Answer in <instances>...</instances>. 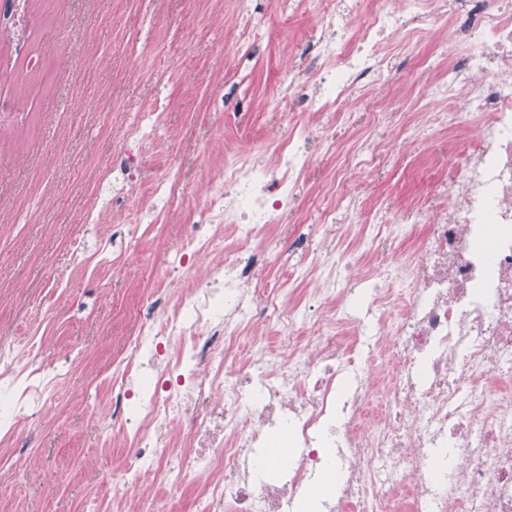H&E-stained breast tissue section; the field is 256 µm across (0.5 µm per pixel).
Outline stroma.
<instances>
[{"label": "stroma", "mask_w": 512, "mask_h": 512, "mask_svg": "<svg viewBox=\"0 0 512 512\" xmlns=\"http://www.w3.org/2000/svg\"><path fill=\"white\" fill-rule=\"evenodd\" d=\"M323 0H29L25 49L0 34V332L37 335L40 361L60 376L33 447H0V512H100L117 498L130 464L127 437L108 429L112 361L137 336L152 293L174 305L184 283L174 259L210 229L206 199L224 163L288 131L274 77L311 43ZM451 42L448 15L385 53L381 88L361 112L425 111L423 90L442 77V57L468 56ZM355 181L367 194L445 204L437 185L450 136L424 131ZM138 157L127 168L126 154ZM296 188L298 216L281 238L324 243L317 212L333 158L311 146ZM176 179L171 195L156 183ZM97 222L84 218L88 208ZM126 512H195L193 483L174 496L144 481Z\"/></svg>", "instance_id": "stroma-1"}]
</instances>
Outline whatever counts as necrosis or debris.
Listing matches in <instances>:
<instances>
[{
  "mask_svg": "<svg viewBox=\"0 0 512 512\" xmlns=\"http://www.w3.org/2000/svg\"><path fill=\"white\" fill-rule=\"evenodd\" d=\"M454 41L477 46L426 96L458 137L447 205L380 204L345 228L365 197L356 170L383 147L375 130L411 142L405 112H367L358 135L336 141V171L320 220L336 246L309 267L260 286L276 254L272 225L291 214L310 161L309 129L291 120L268 151L239 154L208 202L213 234L183 243L194 255L221 245L203 281L184 285L173 311L151 312L112 376V426L136 463L119 479L136 491L198 487L199 512H284L320 470L343 476L340 512H512V0H456ZM430 0H334L318 18L320 67L312 101L329 112L377 80L380 46L420 28ZM413 240L399 261L392 247ZM313 283L299 304L297 282ZM308 329L288 350L272 335ZM38 342L0 336V445H21L15 420L49 401L58 376L38 364ZM180 422L177 449L166 432Z\"/></svg>",
  "mask_w": 512,
  "mask_h": 512,
  "instance_id": "1",
  "label": "necrosis or debris"
}]
</instances>
